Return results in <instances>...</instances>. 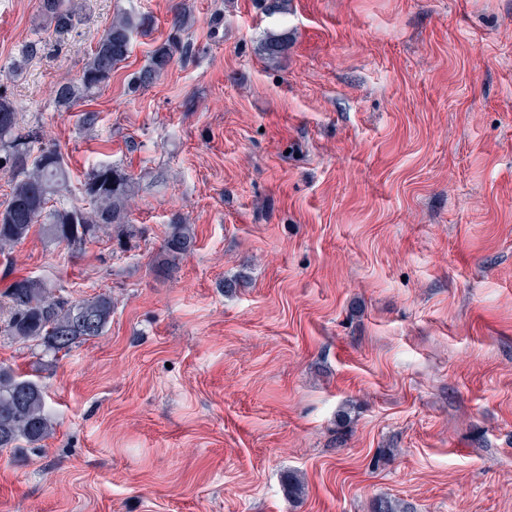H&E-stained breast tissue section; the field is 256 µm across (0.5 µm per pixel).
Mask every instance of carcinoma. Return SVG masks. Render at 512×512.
<instances>
[{
    "mask_svg": "<svg viewBox=\"0 0 512 512\" xmlns=\"http://www.w3.org/2000/svg\"><path fill=\"white\" fill-rule=\"evenodd\" d=\"M41 8L43 18L55 31L74 27L77 12L73 0H42ZM191 19L190 7H181L173 19L170 37L152 51L149 64L132 78L134 89L152 84L175 53L186 48L184 36ZM152 23L146 14H116L78 80L56 88V103L71 107L107 83L112 71L128 58L133 36L146 33ZM287 46V34L270 32L260 44V54L273 63ZM38 142V133L17 130L14 104L0 95V170L11 176L8 198L0 203V252L22 244L35 228L47 241L64 244L72 252L82 250L104 226L112 227V238L119 242L137 236L139 230L129 223L131 175L117 165L99 163L85 174L81 199L67 207L53 206V196L67 189L70 173L57 150L37 148ZM195 242L192 225L179 217L171 220L163 243L165 259H181ZM113 308L109 292L74 300L52 281L18 276L0 293V338L25 344L35 355L54 358L104 335ZM53 433L44 387L0 364V450L24 445L39 448Z\"/></svg>",
    "mask_w": 512,
    "mask_h": 512,
    "instance_id": "1",
    "label": "carcinoma"
}]
</instances>
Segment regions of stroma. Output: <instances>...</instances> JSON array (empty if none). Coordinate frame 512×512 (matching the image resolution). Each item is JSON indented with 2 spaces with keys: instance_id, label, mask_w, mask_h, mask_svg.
Segmentation results:
<instances>
[{
  "instance_id": "obj_1",
  "label": "stroma",
  "mask_w": 512,
  "mask_h": 512,
  "mask_svg": "<svg viewBox=\"0 0 512 512\" xmlns=\"http://www.w3.org/2000/svg\"><path fill=\"white\" fill-rule=\"evenodd\" d=\"M83 3L58 33L40 0H0V94L61 152L56 204L116 164L142 234L0 254V290L114 299L48 367L0 340L55 422L0 454V512H512V0ZM183 3L186 51L132 90ZM120 10L152 28L59 108ZM177 216L196 245L166 267ZM288 46L287 33H267L260 44V54L267 63L277 62Z\"/></svg>"
}]
</instances>
